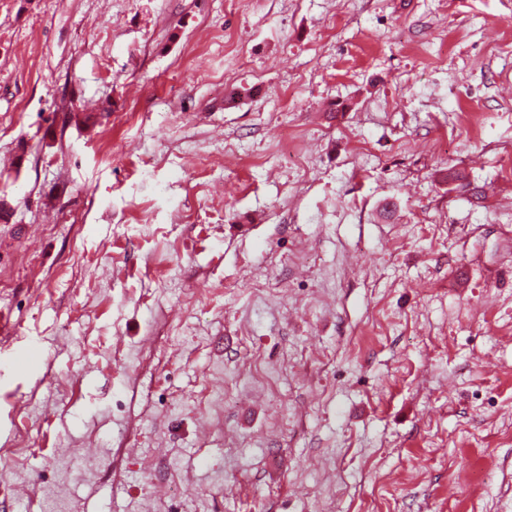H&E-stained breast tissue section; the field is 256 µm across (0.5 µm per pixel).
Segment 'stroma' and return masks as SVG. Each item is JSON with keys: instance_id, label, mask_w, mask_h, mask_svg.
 Here are the masks:
<instances>
[{"instance_id": "35a3bbf8", "label": "stroma", "mask_w": 512, "mask_h": 512, "mask_svg": "<svg viewBox=\"0 0 512 512\" xmlns=\"http://www.w3.org/2000/svg\"><path fill=\"white\" fill-rule=\"evenodd\" d=\"M1 196L0 512H512V0H0Z\"/></svg>"}]
</instances>
